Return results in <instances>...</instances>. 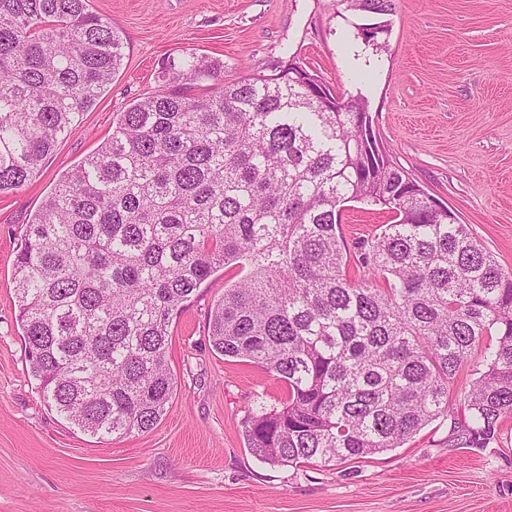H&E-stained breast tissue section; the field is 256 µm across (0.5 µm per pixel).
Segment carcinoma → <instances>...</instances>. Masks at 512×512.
<instances>
[{"mask_svg": "<svg viewBox=\"0 0 512 512\" xmlns=\"http://www.w3.org/2000/svg\"><path fill=\"white\" fill-rule=\"evenodd\" d=\"M91 0H0V195L22 187L104 94L122 38ZM373 16L397 0H340ZM224 81L186 51L165 87L60 176L26 224L13 268L17 321L48 405L81 432L121 439L166 414L170 327L220 268L209 313L218 354L285 387L242 422L271 465L326 466L400 447L456 419L449 383L474 376L460 422L485 448L512 417V270L467 225L429 210L390 155L362 150L367 102L338 112L297 69ZM350 202L390 213L341 232Z\"/></svg>", "mask_w": 512, "mask_h": 512, "instance_id": "carcinoma-1", "label": "carcinoma"}]
</instances>
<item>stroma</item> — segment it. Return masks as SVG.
<instances>
[{
  "instance_id": "35a3bbf8",
  "label": "stroma",
  "mask_w": 512,
  "mask_h": 512,
  "mask_svg": "<svg viewBox=\"0 0 512 512\" xmlns=\"http://www.w3.org/2000/svg\"><path fill=\"white\" fill-rule=\"evenodd\" d=\"M111 19L122 66L81 124L21 188L0 196V512H512V418L496 442L465 447L439 419L399 448L336 466H273L252 456L241 421L284 386L212 351L208 313L232 272L217 271L174 321L176 389L146 433L101 441L44 401L16 322L13 263L60 175L112 133V116L161 89L164 60L217 58L224 78L292 58L342 98L368 102L393 161L452 208L512 269V0H398L372 17L337 0H91ZM385 214L352 202L347 244Z\"/></svg>"
}]
</instances>
